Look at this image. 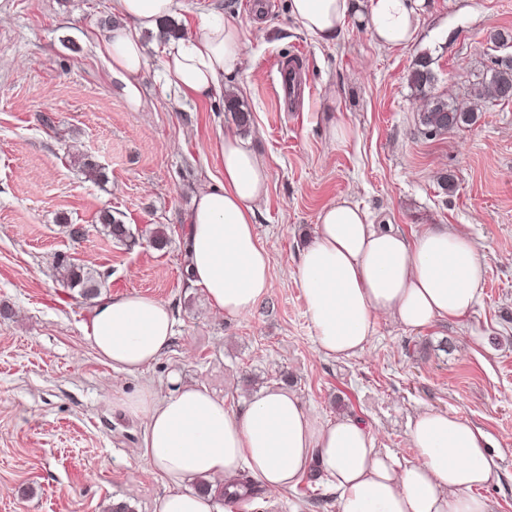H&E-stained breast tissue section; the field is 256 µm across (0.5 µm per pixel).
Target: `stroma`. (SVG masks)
<instances>
[{
  "label": "stroma",
  "mask_w": 512,
  "mask_h": 512,
  "mask_svg": "<svg viewBox=\"0 0 512 512\" xmlns=\"http://www.w3.org/2000/svg\"><path fill=\"white\" fill-rule=\"evenodd\" d=\"M177 37L200 15L234 22L250 65L227 81L251 125L242 138L268 169L256 233L271 259V288L249 313L211 314L187 273L186 216L197 189L222 177L218 143L237 124L225 102L185 99L166 85L158 35H141L146 106L119 97L95 42L112 0H0V512H154L167 489L143 457V422L114 398L172 376L207 387L232 410L283 387L331 420H360L401 463L415 450L408 422L425 409L473 423L498 474L482 488L512 512V102L485 103L472 124L428 138L408 75L428 55L435 94L467 101L496 59L512 56V0H426L414 39L383 46L357 19L332 44L293 21L288 0H190ZM296 62L306 85L283 111L273 82ZM341 124L351 135L333 140ZM92 156L103 177L82 171ZM454 185L442 189L440 175ZM347 198L376 225L413 235L429 224L464 227L484 268L467 316L411 330L379 320L357 356L319 355L296 283L301 248L324 205ZM112 211L136 233L125 245L100 232ZM85 229L72 240L67 225ZM160 224L156 248L142 230ZM63 253L105 276L102 296L140 293L169 305L174 335L142 373L112 370L83 334L92 300L63 287ZM322 476L287 491L256 487L234 512H337Z\"/></svg>",
  "instance_id": "1"
}]
</instances>
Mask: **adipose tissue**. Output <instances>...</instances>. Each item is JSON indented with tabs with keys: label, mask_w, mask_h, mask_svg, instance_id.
<instances>
[{
	"label": "adipose tissue",
	"mask_w": 512,
	"mask_h": 512,
	"mask_svg": "<svg viewBox=\"0 0 512 512\" xmlns=\"http://www.w3.org/2000/svg\"><path fill=\"white\" fill-rule=\"evenodd\" d=\"M422 2L289 0V8L300 28L322 42H334L357 14L379 43L400 45L414 37ZM186 10L184 0H113L121 23L98 40L96 51L135 107L145 105L142 31ZM161 54L167 84L201 102L223 99L226 77L246 64L238 27L210 15L189 39L162 40ZM219 157L222 179L199 190L187 219V271L211 312L237 317L254 309L271 286L270 256L255 229L268 173L262 158L231 131L221 138ZM482 278L466 230L427 226L411 237L379 231L358 205L339 199L320 212L302 250L297 284L320 351L345 359L365 350L378 317L418 330L467 315L479 302ZM173 327L165 303L130 294L98 300L84 334L113 370L132 375L158 358ZM116 405L143 420V456L171 483L155 512H213L210 495L185 487L196 477L230 488L246 469L277 492L293 487L314 464L338 493L337 512H492L490 501L476 493L497 478L487 438L442 411L428 409L410 420L416 460L403 465L376 448L359 421L322 420L284 388L260 392L239 411L190 385L163 398L146 385Z\"/></svg>",
	"instance_id": "ef3b65f1"
}]
</instances>
